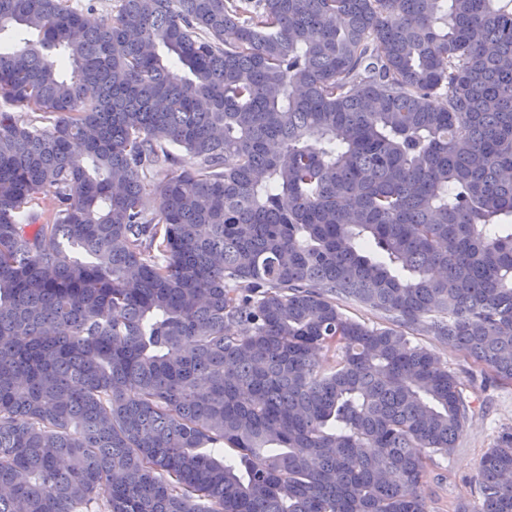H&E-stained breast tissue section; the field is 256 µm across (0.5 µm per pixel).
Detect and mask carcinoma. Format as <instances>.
I'll return each instance as SVG.
<instances>
[{"label":"carcinoma","mask_w":512,"mask_h":512,"mask_svg":"<svg viewBox=\"0 0 512 512\" xmlns=\"http://www.w3.org/2000/svg\"><path fill=\"white\" fill-rule=\"evenodd\" d=\"M13 26L0 512H427L472 405L413 334L512 382V0H0ZM478 484L512 512L511 431ZM88 20L101 22L115 13L117 0H70Z\"/></svg>","instance_id":"cac0c4a2"}]
</instances>
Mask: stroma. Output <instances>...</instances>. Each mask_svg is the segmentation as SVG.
Listing matches in <instances>:
<instances>
[{
    "label": "stroma",
    "instance_id": "1",
    "mask_svg": "<svg viewBox=\"0 0 512 512\" xmlns=\"http://www.w3.org/2000/svg\"><path fill=\"white\" fill-rule=\"evenodd\" d=\"M415 341L434 351L459 376L474 401V411L453 454L439 458L427 474L428 512H455L461 502L468 504L470 512H478L480 459L496 445L503 431L512 429V382L485 384L481 369L460 352L425 334L416 336Z\"/></svg>",
    "mask_w": 512,
    "mask_h": 512
}]
</instances>
